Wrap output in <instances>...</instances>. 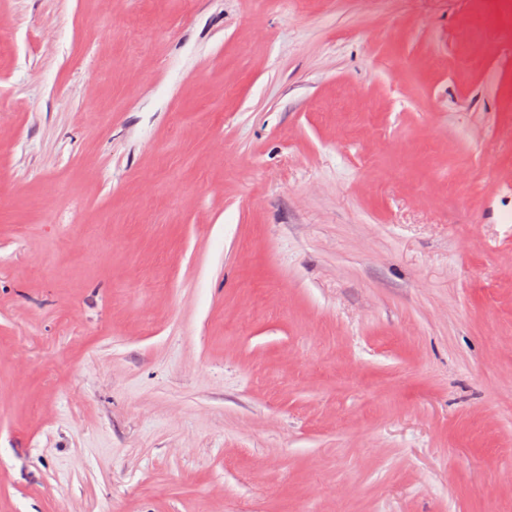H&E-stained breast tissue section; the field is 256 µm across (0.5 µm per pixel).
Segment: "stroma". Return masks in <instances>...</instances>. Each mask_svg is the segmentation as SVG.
Listing matches in <instances>:
<instances>
[{"instance_id":"1","label":"stroma","mask_w":512,"mask_h":512,"mask_svg":"<svg viewBox=\"0 0 512 512\" xmlns=\"http://www.w3.org/2000/svg\"><path fill=\"white\" fill-rule=\"evenodd\" d=\"M0 0V512H512V9Z\"/></svg>"}]
</instances>
